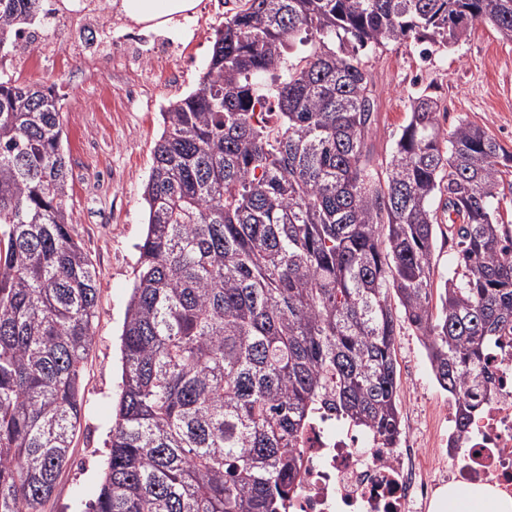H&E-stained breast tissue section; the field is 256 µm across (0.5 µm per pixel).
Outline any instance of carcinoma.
<instances>
[{
    "instance_id": "1",
    "label": "carcinoma",
    "mask_w": 512,
    "mask_h": 512,
    "mask_svg": "<svg viewBox=\"0 0 512 512\" xmlns=\"http://www.w3.org/2000/svg\"><path fill=\"white\" fill-rule=\"evenodd\" d=\"M46 2L0 0V55L30 52ZM475 23L512 42V0H237L198 88L161 112L90 512H283L307 419L400 436L405 326L466 430L483 355L512 336V152L470 122L440 132L422 92L378 167L359 52L447 49ZM62 137L53 87L0 73V512H44L82 417L98 288ZM440 225L455 255L435 289Z\"/></svg>"
}]
</instances>
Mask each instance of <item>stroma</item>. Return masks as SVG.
Segmentation results:
<instances>
[{
    "mask_svg": "<svg viewBox=\"0 0 512 512\" xmlns=\"http://www.w3.org/2000/svg\"><path fill=\"white\" fill-rule=\"evenodd\" d=\"M50 20L32 25L29 53L0 59V72L54 86L62 99L63 148L72 181V234L97 271L94 342L84 361L83 414L70 460L44 512H87L108 454L120 391V335L135 281L137 245L145 234L142 191L168 99L194 90L207 65L214 31L233 0H200L196 12L167 32L141 29L111 0H53ZM124 40L121 57L112 44ZM414 39L361 52L369 70L377 121L369 141L377 161L388 158L420 91L437 99L438 125L463 120L488 129L512 151V42L478 23L466 39L422 55ZM402 417L421 425L447 392L436 383L419 336L402 329L396 342Z\"/></svg>",
    "mask_w": 512,
    "mask_h": 512,
    "instance_id": "1",
    "label": "stroma"
}]
</instances>
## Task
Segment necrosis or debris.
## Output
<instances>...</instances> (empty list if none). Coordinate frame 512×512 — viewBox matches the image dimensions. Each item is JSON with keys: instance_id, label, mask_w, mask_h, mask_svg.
<instances>
[{"instance_id": "obj_1", "label": "necrosis or debris", "mask_w": 512, "mask_h": 512, "mask_svg": "<svg viewBox=\"0 0 512 512\" xmlns=\"http://www.w3.org/2000/svg\"><path fill=\"white\" fill-rule=\"evenodd\" d=\"M484 364L492 398L462 434L411 427L388 445L313 417L294 442L299 486L286 512H432L451 483H488L512 497V344Z\"/></svg>"}]
</instances>
